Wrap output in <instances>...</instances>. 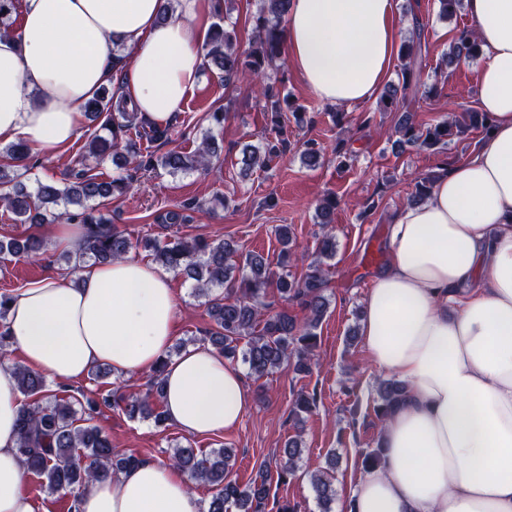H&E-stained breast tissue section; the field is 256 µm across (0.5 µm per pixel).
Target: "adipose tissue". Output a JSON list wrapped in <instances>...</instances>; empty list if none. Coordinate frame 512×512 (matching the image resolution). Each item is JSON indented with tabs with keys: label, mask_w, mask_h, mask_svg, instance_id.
I'll list each match as a JSON object with an SVG mask.
<instances>
[{
	"label": "adipose tissue",
	"mask_w": 512,
	"mask_h": 512,
	"mask_svg": "<svg viewBox=\"0 0 512 512\" xmlns=\"http://www.w3.org/2000/svg\"><path fill=\"white\" fill-rule=\"evenodd\" d=\"M398 0H290V67L321 102L354 106L391 75ZM216 0H22L17 35L0 38V140L57 154L113 70L116 94L151 124L181 111L204 68ZM480 48L477 103L489 130L439 172L425 202L389 220L385 268L363 301L372 364L406 385L338 512H512V0H465ZM168 272L132 259L52 273L16 290L6 328L25 365L60 383L97 365L129 377L164 364L170 422L204 436L237 426L252 392L207 345L176 358ZM23 397L0 366V512H37L23 487ZM78 512H200L187 475L144 461L97 481Z\"/></svg>",
	"instance_id": "1"
}]
</instances>
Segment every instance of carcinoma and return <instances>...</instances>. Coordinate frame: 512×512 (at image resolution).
Wrapping results in <instances>:
<instances>
[{
	"mask_svg": "<svg viewBox=\"0 0 512 512\" xmlns=\"http://www.w3.org/2000/svg\"><path fill=\"white\" fill-rule=\"evenodd\" d=\"M267 2L268 5L253 17V45L246 56H241L236 49L235 32L220 25L214 26L206 44L205 56L224 72L225 84H234L241 71L246 69L254 75L255 87L269 102L272 140L262 152L250 145L242 148L241 170L245 174L267 166L273 158L286 153L288 125L282 114L290 112L298 116L289 96L282 97L270 87L263 86L267 71L279 67L284 41L281 22L289 0ZM422 31L423 24L415 20L413 37L401 48L399 81L385 89L381 100L387 111L399 113L395 123L398 143L418 148L445 146L455 128L487 130V116L482 112H470L460 120L446 121L423 132L417 128L412 111L400 104L407 96L416 95L422 86L419 74ZM476 54L475 37L467 29L460 30L450 46L449 62L454 63L462 57L473 58ZM86 113L94 120L104 118L103 126L107 130V135H96L87 144V154L95 158L105 157L109 150L121 146L138 161V166L161 168L175 174L207 168L211 157L217 153L215 143L204 141L189 154L170 151L162 156L141 155L130 133L134 131L141 139L157 141L167 137V129L144 124L138 113L130 111L123 100H114L106 88L88 102ZM129 187L130 181L125 177L105 181L83 169L62 188L52 182L39 181L35 191L30 192L16 181L7 167L0 166V206L12 213L15 221L41 226L64 218L85 226L84 247L74 255V263L69 267V273L74 276L90 260L121 259L132 248L130 240L105 217L108 202L112 197L124 194ZM61 205L75 206L77 210L74 213L61 211ZM278 241L281 261L286 265L293 243L288 226L279 227ZM45 246V238L35 234L22 239H0V255L29 258L40 254ZM142 246L166 270L196 282L198 294L207 298L208 312L215 324V328L208 332L207 340L225 359L241 362L257 378L278 369H289L296 374L311 371V360L318 347L317 330L330 305L323 293L321 262L312 265L303 278L290 279L286 273L274 276L259 254H246L239 267L230 263L233 250L222 240L148 238L142 241ZM271 287L276 288L281 297L300 302L307 311L302 325H297L286 311L268 312L263 298ZM214 288H222L224 292L214 294ZM164 368L165 363L161 362L151 370L143 395L127 394L118 384L105 392L92 391L87 395L81 391L74 401L64 402L51 400L43 376L21 364H14L18 387L24 396L19 415L18 448L27 471L45 480V487L51 491L65 490L77 495L90 483L110 479L138 463L137 457L112 448L109 435L96 420L104 410L116 408L130 420L151 419L158 427L166 426L168 418L163 407L161 381ZM405 393V385L396 379L382 382L377 390V416L385 419ZM75 403L80 410L73 408ZM316 403L315 393L302 391L297 395L293 412L298 422H303V414L310 412ZM282 453L285 462L280 466V472L294 470L303 454L299 437L290 439ZM234 456L232 448H220L200 457L195 449L178 446L174 448L170 465L212 489L206 512H230L233 508L242 512H264L271 493V472L262 470L243 485L232 477ZM311 483L323 506L322 512H329L328 505L334 496L331 481L317 473L312 475Z\"/></svg>",
	"mask_w": 512,
	"mask_h": 512,
	"instance_id": "cac0c4a2",
	"label": "carcinoma"
}]
</instances>
